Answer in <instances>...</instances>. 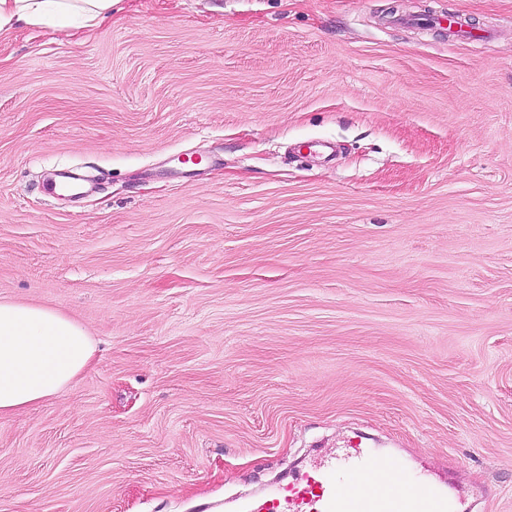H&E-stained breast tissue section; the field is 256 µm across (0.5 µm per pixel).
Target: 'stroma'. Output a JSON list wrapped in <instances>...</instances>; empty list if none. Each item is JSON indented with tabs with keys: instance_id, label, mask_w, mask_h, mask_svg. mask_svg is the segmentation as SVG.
Segmentation results:
<instances>
[{
	"instance_id": "1",
	"label": "stroma",
	"mask_w": 512,
	"mask_h": 512,
	"mask_svg": "<svg viewBox=\"0 0 512 512\" xmlns=\"http://www.w3.org/2000/svg\"><path fill=\"white\" fill-rule=\"evenodd\" d=\"M0 300L95 343L0 418V512H239L358 430L512 512V0L0 39Z\"/></svg>"
}]
</instances>
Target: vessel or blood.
Listing matches in <instances>:
<instances>
[{
	"mask_svg": "<svg viewBox=\"0 0 512 512\" xmlns=\"http://www.w3.org/2000/svg\"><path fill=\"white\" fill-rule=\"evenodd\" d=\"M377 462L372 449L353 444L336 459L315 467L302 481L280 485L245 512H470V505L450 489L413 483V475L401 465H389L376 486L365 478ZM413 483L405 497L400 485Z\"/></svg>",
	"mask_w": 512,
	"mask_h": 512,
	"instance_id": "b4317fda",
	"label": "vessel or blood"
}]
</instances>
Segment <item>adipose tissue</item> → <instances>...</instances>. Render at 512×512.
I'll list each match as a JSON object with an SVG mask.
<instances>
[{
    "label": "adipose tissue",
    "mask_w": 512,
    "mask_h": 512,
    "mask_svg": "<svg viewBox=\"0 0 512 512\" xmlns=\"http://www.w3.org/2000/svg\"><path fill=\"white\" fill-rule=\"evenodd\" d=\"M119 0H0V38L19 28L76 35L111 19ZM86 330L49 308L0 300V417L59 395L92 362Z\"/></svg>",
    "instance_id": "adipose-tissue-1"
}]
</instances>
